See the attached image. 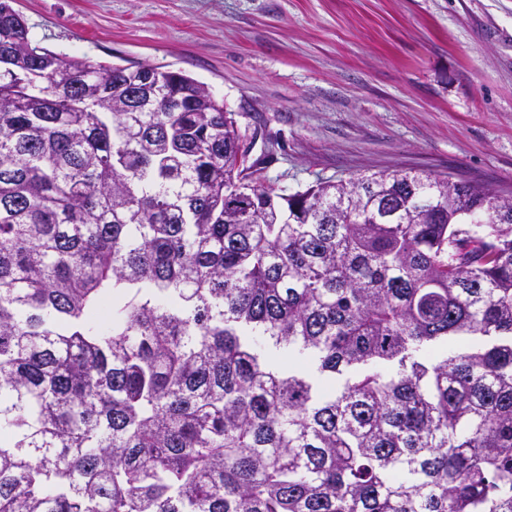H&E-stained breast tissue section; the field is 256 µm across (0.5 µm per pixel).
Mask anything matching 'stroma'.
Listing matches in <instances>:
<instances>
[{"mask_svg":"<svg viewBox=\"0 0 512 512\" xmlns=\"http://www.w3.org/2000/svg\"><path fill=\"white\" fill-rule=\"evenodd\" d=\"M34 43L209 86L255 177L512 191V0H14Z\"/></svg>","mask_w":512,"mask_h":512,"instance_id":"35a3bbf8","label":"stroma"}]
</instances>
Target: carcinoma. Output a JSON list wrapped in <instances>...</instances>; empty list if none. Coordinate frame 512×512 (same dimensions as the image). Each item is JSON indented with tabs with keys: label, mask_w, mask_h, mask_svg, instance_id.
Instances as JSON below:
<instances>
[{
	"label": "carcinoma",
	"mask_w": 512,
	"mask_h": 512,
	"mask_svg": "<svg viewBox=\"0 0 512 512\" xmlns=\"http://www.w3.org/2000/svg\"><path fill=\"white\" fill-rule=\"evenodd\" d=\"M0 512H512V201L280 194L201 83L0 0Z\"/></svg>",
	"instance_id": "1"
}]
</instances>
